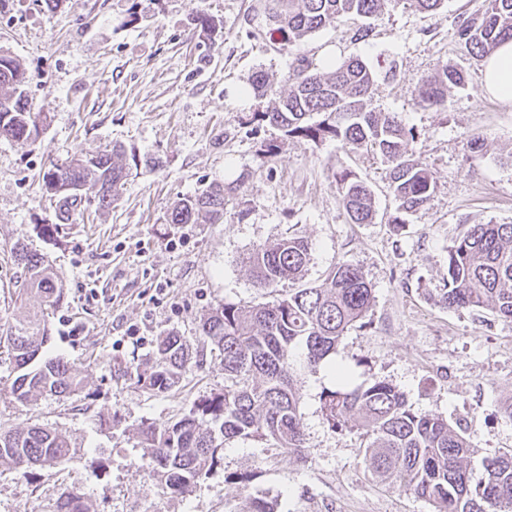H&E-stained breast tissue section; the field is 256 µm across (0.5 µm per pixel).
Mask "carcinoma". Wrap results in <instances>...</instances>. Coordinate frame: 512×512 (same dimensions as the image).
Wrapping results in <instances>:
<instances>
[{
	"label": "carcinoma",
	"instance_id": "obj_1",
	"mask_svg": "<svg viewBox=\"0 0 512 512\" xmlns=\"http://www.w3.org/2000/svg\"><path fill=\"white\" fill-rule=\"evenodd\" d=\"M388 0H265L271 21L269 39L296 45L344 15L368 20L381 14ZM450 36L461 50L482 60L499 44L512 40V0H487L481 22H457ZM288 94L278 106L259 114L260 121L292 138L332 139L350 149L380 154L391 168L390 188L406 212L429 200L436 182L431 171L411 159L413 129L393 113L375 112L366 100L374 74L359 58L321 73L300 59L288 72ZM29 76L15 57L0 53V140L34 144L40 122L28 107ZM463 84L461 74L443 66L424 79L420 102L438 105L448 88ZM124 152L114 146L94 154L52 160L41 188L57 199L58 218L84 204L112 206L129 169ZM342 205L354 224L375 218L370 189L350 172L333 174ZM243 180L212 182L174 202L170 224H215L224 217L226 197ZM28 274V285L41 294L42 309L11 325L6 332L20 374L12 395L26 401L34 394L62 396L80 390L82 381L62 357L34 363L47 341L45 312L59 306L63 284L43 258L20 241L12 248ZM311 246L303 236H288L248 257L253 286L271 290L270 302L238 307L219 304L198 326L199 336L224 362V391L195 402L189 413L163 427L149 424L141 433L151 449L149 468L163 488L182 496L217 465L224 447L235 439L265 440L297 454L302 448L303 417L297 377L326 367L335 386L320 395L321 413L333 429L360 430L364 461L379 482L403 485L434 506L435 512H512V454L485 456L482 474L473 477L471 462L478 450L439 414H416L392 384L372 379L352 385L348 368L334 355L344 333L363 319L372 303V288L362 271L338 262L321 283L277 290L296 282L310 261ZM436 301L450 309L490 307L512 319V224H472L448 252V277L436 289ZM192 354L187 338L170 333L157 344L151 370L137 373V384L153 393L172 390ZM61 434L40 426L0 430V461L23 473L52 466L68 453ZM240 512H279L275 500L245 499Z\"/></svg>",
	"mask_w": 512,
	"mask_h": 512
}]
</instances>
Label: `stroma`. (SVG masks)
<instances>
[{
	"label": "stroma",
	"mask_w": 512,
	"mask_h": 512,
	"mask_svg": "<svg viewBox=\"0 0 512 512\" xmlns=\"http://www.w3.org/2000/svg\"><path fill=\"white\" fill-rule=\"evenodd\" d=\"M262 2L63 0L50 12L43 0H0V51L23 63L31 109L47 116L34 145L0 140V329L39 304L11 254L20 240L65 283L40 357H64L83 381L70 395L18 401L15 363L0 346V426L36 424L69 443L52 469L24 475L0 461V512H56L68 493L89 512H237L248 495L279 498L281 512H435L409 488L371 476L358 430L324 422L319 396L335 381L323 368L300 379V455L230 442L184 497L150 473L142 426L170 423L222 391L224 363L205 353L176 388L155 395L133 372L152 365L161 336L196 339L211 307L271 301L253 287L247 258L293 234L311 245L305 283L345 261L374 288L367 315L336 350L354 383L387 381L414 413L447 417L480 456L512 453L503 414L512 400V320L487 308L448 309L432 296L469 225L512 223V105L482 92L483 62L450 37L458 18H481L485 0H447L434 17L392 0L366 38L356 36L361 20L346 18L296 46L269 42ZM202 14L216 33L202 32ZM300 56L322 72L330 58L357 57L372 69V107L415 130L409 152L433 174L424 206L399 211L379 155L292 139L255 121L287 94ZM445 64L462 71L463 86L442 105L421 106V78ZM259 72L270 92L241 97ZM476 135L485 142L469 149ZM269 143L275 156L264 153ZM115 145L137 165L111 208L89 206L56 223L40 182L50 160ZM342 171L371 188L373 223L350 221L334 180ZM239 178L244 188L227 198L222 223H169L179 197Z\"/></svg>",
	"instance_id": "obj_1"
}]
</instances>
